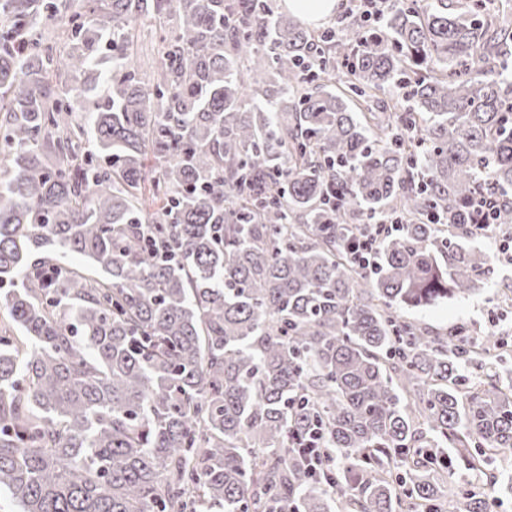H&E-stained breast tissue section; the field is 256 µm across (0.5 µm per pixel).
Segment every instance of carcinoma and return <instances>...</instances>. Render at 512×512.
<instances>
[{"mask_svg": "<svg viewBox=\"0 0 512 512\" xmlns=\"http://www.w3.org/2000/svg\"><path fill=\"white\" fill-rule=\"evenodd\" d=\"M485 3L312 30L275 0H0L17 512H492L440 459L500 481L512 378L469 367L512 342L401 314L495 274L461 214L512 190V23ZM383 213L404 229L365 273ZM367 224L362 237L353 251V261L358 267L369 273L377 269V245L379 241L393 233L403 230L402 221L397 217L383 215Z\"/></svg>", "mask_w": 512, "mask_h": 512, "instance_id": "carcinoma-1", "label": "carcinoma"}]
</instances>
